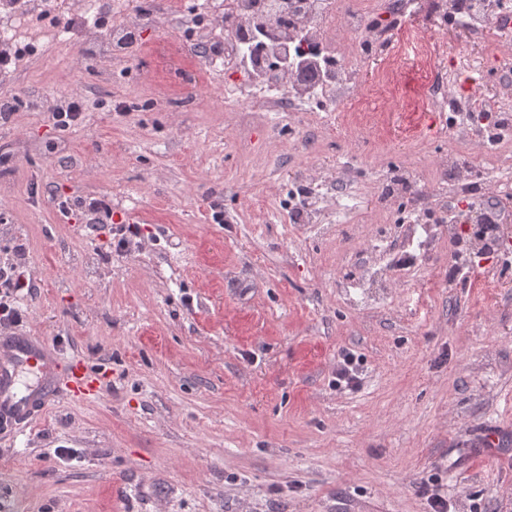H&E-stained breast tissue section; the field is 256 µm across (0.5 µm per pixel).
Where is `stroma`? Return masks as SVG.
I'll list each match as a JSON object with an SVG mask.
<instances>
[{
  "mask_svg": "<svg viewBox=\"0 0 512 512\" xmlns=\"http://www.w3.org/2000/svg\"><path fill=\"white\" fill-rule=\"evenodd\" d=\"M394 24L395 52L453 28ZM194 25L146 24L110 46L44 45L0 93L39 102L0 124V262L24 267L22 330L61 357L54 397L21 434L0 429V500L17 512H512V266L453 272L444 225L427 262L386 267L378 224H293L299 167L358 155L361 207L376 164L430 182L414 105L428 71L391 86L386 143L343 135L277 145L263 117L243 149L236 113L121 111L178 94L161 47ZM82 94L83 122L49 115ZM112 202L90 215L85 199ZM137 234L124 237L121 226ZM378 269L368 278L370 269ZM360 384H336L343 355ZM79 362L96 397L68 393Z\"/></svg>",
  "mask_w": 512,
  "mask_h": 512,
  "instance_id": "stroma-1",
  "label": "stroma"
}]
</instances>
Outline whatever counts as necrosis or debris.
I'll use <instances>...</instances> for the list:
<instances>
[{"instance_id": "4bbe7bcc", "label": "necrosis or debris", "mask_w": 512, "mask_h": 512, "mask_svg": "<svg viewBox=\"0 0 512 512\" xmlns=\"http://www.w3.org/2000/svg\"><path fill=\"white\" fill-rule=\"evenodd\" d=\"M273 0H0V51L22 56L40 46L41 39L59 43L67 39L72 19L96 35L112 31V52L125 48L138 17L152 12L177 16L180 21L198 20L205 29L199 44L183 52L205 49L199 68L180 71L182 103L194 105L210 78L224 80V101L238 112H269L275 125L292 130L302 116L314 127L330 123L334 112L350 111L358 93V73L352 61L341 60L340 47L348 35H356L374 53L389 54L390 32L371 24L370 14H386L389 0H288L287 14L272 6ZM124 16L125 25L113 28L111 17ZM402 18L417 17L432 25H450L467 35L464 42L443 49L436 77L425 89L432 112L450 123L460 146L438 153L434 172L447 195L417 181L408 170L377 171L378 185L398 184L390 199L400 205L402 221L411 229L416 257L431 253V227L444 224L448 236L458 239L461 256L497 251L503 262L512 261V236L494 238L493 227L506 223V215L485 207L480 223L459 234L454 221L457 202L481 198L486 186L496 196L512 194V164L501 157L512 153V45L496 39V32L512 28V10L501 0H474L463 9L459 0H407ZM492 55L500 89L496 108H488L483 96L456 95L453 69L472 67L473 46ZM356 159L346 155L335 175L313 167L302 168L292 188V206L301 210L305 224H347L357 217V189L352 175ZM337 196L334 214L317 209V199Z\"/></svg>"}]
</instances>
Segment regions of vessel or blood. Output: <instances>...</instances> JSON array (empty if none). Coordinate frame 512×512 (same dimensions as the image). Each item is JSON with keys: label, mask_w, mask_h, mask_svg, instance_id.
Segmentation results:
<instances>
[{"label": "vessel or blood", "mask_w": 512, "mask_h": 512, "mask_svg": "<svg viewBox=\"0 0 512 512\" xmlns=\"http://www.w3.org/2000/svg\"><path fill=\"white\" fill-rule=\"evenodd\" d=\"M55 365V358L45 352L34 337L7 336L0 339V428L24 431L52 396L46 387L22 385L20 369L37 367L46 373ZM69 390L91 396L98 393L99 386L95 376L75 368L71 371Z\"/></svg>", "instance_id": "1"}]
</instances>
